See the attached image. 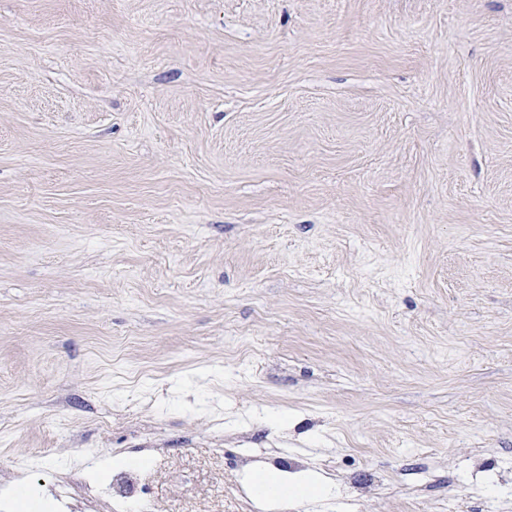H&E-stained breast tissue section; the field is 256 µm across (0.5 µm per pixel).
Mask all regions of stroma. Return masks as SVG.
<instances>
[{
	"label": "stroma",
	"instance_id": "obj_1",
	"mask_svg": "<svg viewBox=\"0 0 512 512\" xmlns=\"http://www.w3.org/2000/svg\"><path fill=\"white\" fill-rule=\"evenodd\" d=\"M0 512H512V0H0ZM138 476L133 472H120L119 474L112 475V482L120 483L123 485L124 493L122 495L121 507L123 511H137L139 506V495L130 494L128 490L132 488H139ZM60 486L57 496L60 500L62 498L69 500L66 508L69 511L78 508L74 499L82 503L83 507H89L96 500V495L100 493V488L92 486L87 480H76V483L71 480L63 482ZM79 499V500H78Z\"/></svg>",
	"mask_w": 512,
	"mask_h": 512
}]
</instances>
